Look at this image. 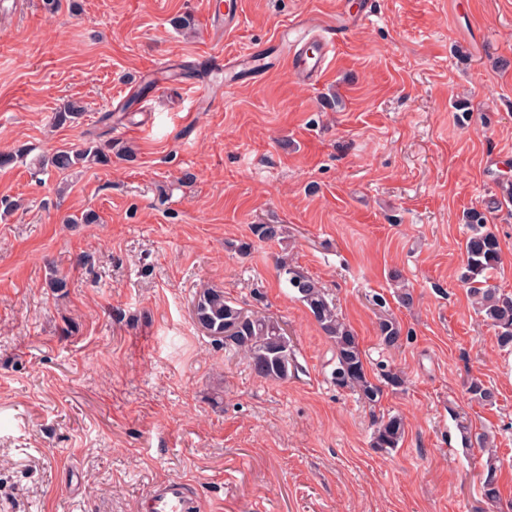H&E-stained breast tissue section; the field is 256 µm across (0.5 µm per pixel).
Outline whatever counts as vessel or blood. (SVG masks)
<instances>
[{
  "label": "vessel or blood",
  "mask_w": 512,
  "mask_h": 512,
  "mask_svg": "<svg viewBox=\"0 0 512 512\" xmlns=\"http://www.w3.org/2000/svg\"><path fill=\"white\" fill-rule=\"evenodd\" d=\"M344 35L342 27H329L310 17H297L279 31L277 49L290 77L295 82L313 85L325 75ZM265 58V47L257 46L243 54L223 57L222 62L225 71L259 81L267 71ZM150 512H205V508L198 498L188 495L185 480L168 478L160 482Z\"/></svg>",
  "instance_id": "vessel-or-blood-1"
}]
</instances>
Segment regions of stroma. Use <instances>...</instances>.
<instances>
[{"label": "stroma", "instance_id": "stroma-1", "mask_svg": "<svg viewBox=\"0 0 512 512\" xmlns=\"http://www.w3.org/2000/svg\"><path fill=\"white\" fill-rule=\"evenodd\" d=\"M75 2L0 16V151L31 150L0 169V512H143L169 477L208 512H512V351L461 279L463 214L485 209L490 283L512 295V0H374L316 86L280 65L228 84L208 59L363 0H238L220 37L206 0ZM186 14L193 30L175 29ZM71 99L87 112L53 126ZM106 111L109 166L39 170ZM254 224L285 225L284 243L240 255ZM283 253L402 387L371 405L332 384L333 345L278 277ZM211 287L247 310L264 295L297 376L258 378L207 335L194 304ZM383 314L409 332L401 349L381 344ZM474 377L495 405L469 398ZM388 413L403 439L373 447Z\"/></svg>", "mask_w": 512, "mask_h": 512}]
</instances>
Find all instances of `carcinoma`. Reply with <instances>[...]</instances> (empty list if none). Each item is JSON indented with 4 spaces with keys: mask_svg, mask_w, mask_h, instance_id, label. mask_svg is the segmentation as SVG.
<instances>
[{
    "mask_svg": "<svg viewBox=\"0 0 512 512\" xmlns=\"http://www.w3.org/2000/svg\"><path fill=\"white\" fill-rule=\"evenodd\" d=\"M85 106L78 100H70L56 109L53 123L58 127L71 126L82 118ZM30 149L24 145L0 153V168L5 169L23 161ZM112 163V142L101 144L89 141L80 150L59 149L51 156L38 160L42 169L48 167L66 172L82 164L84 166H107ZM465 221L475 230L466 243V271L462 278L477 305L478 312L497 330L500 347L512 348V296L499 293L487 284L488 272L500 261L501 247L496 235L484 229L487 217L484 212L470 209L464 215ZM251 233L260 242H283L286 228L282 224H253ZM278 270L285 276L290 288L307 306L324 335L335 347L336 367L331 380L339 389L358 393L369 403L378 402L383 388H398L403 379L388 365L377 366L376 379L368 376L362 352L356 336L342 321L336 304L317 281L305 275L288 263V259L276 260ZM263 297L255 296V308L248 311L237 307L224 291L207 288L199 293L195 302L194 315L208 335L232 345L243 352L252 372L259 378L271 381H285L299 372L300 365L294 353L292 340L280 323L261 311ZM380 341L389 348L403 344L402 327L391 317L379 319ZM470 399L482 405H494L497 401L495 390L481 379L473 378L467 386ZM404 436L401 417L393 415L380 422L373 436L377 448H396ZM484 499L493 504L500 499L498 478L493 468H488L482 484Z\"/></svg>",
    "mask_w": 512,
    "mask_h": 512,
    "instance_id": "carcinoma-1",
    "label": "carcinoma"
}]
</instances>
